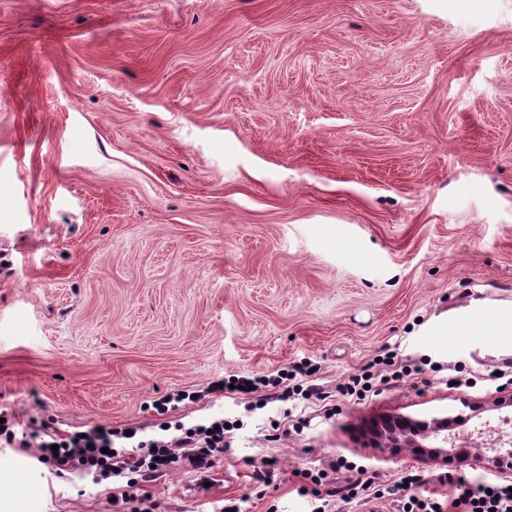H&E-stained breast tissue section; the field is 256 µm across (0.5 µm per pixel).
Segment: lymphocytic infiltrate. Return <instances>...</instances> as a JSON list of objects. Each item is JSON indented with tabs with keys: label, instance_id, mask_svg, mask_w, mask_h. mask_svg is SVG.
I'll return each instance as SVG.
<instances>
[{
	"label": "lymphocytic infiltrate",
	"instance_id": "1",
	"mask_svg": "<svg viewBox=\"0 0 512 512\" xmlns=\"http://www.w3.org/2000/svg\"><path fill=\"white\" fill-rule=\"evenodd\" d=\"M373 366L377 374L363 373L349 378L337 387L340 395L362 398L372 388L373 377L381 381H400L417 372L412 361L389 350L377 355ZM313 365L299 362L278 371L277 375H256L241 379V386L254 390L274 387L282 399L301 397L305 400L322 396L314 384ZM0 441L10 448L32 449L35 461L43 463L55 476L66 474L92 477L95 483L119 479L111 490L113 503L127 512H157L159 505L144 488L166 471L188 465L205 473L213 466L216 454L224 450V432L214 422L185 427L174 424L171 435L140 439L128 429L110 426L89 427L85 433L62 435L32 431L17 437L12 421L0 424ZM340 468L356 473L355 481L344 487V499L382 500L396 498L402 512H512V486L488 481L471 482L458 479L448 496H437L427 488V480L419 474H407L402 481L383 489H373V477L365 465L340 461Z\"/></svg>",
	"mask_w": 512,
	"mask_h": 512
}]
</instances>
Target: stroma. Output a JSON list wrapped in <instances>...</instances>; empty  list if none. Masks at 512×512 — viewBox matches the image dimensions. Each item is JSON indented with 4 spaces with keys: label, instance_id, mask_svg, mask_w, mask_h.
Here are the masks:
<instances>
[{
    "label": "stroma",
    "instance_id": "stroma-1",
    "mask_svg": "<svg viewBox=\"0 0 512 512\" xmlns=\"http://www.w3.org/2000/svg\"><path fill=\"white\" fill-rule=\"evenodd\" d=\"M505 305L512 0H0V409L63 434L242 419L208 487L148 483L162 512H311L301 471L338 487L343 458L443 495L497 480L363 434L512 393L493 333L454 338L459 310ZM389 348L444 369L337 393ZM303 358L324 399L149 409ZM12 454L0 512H117Z\"/></svg>",
    "mask_w": 512,
    "mask_h": 512
}]
</instances>
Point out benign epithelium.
Wrapping results in <instances>:
<instances>
[{
    "mask_svg": "<svg viewBox=\"0 0 512 512\" xmlns=\"http://www.w3.org/2000/svg\"><path fill=\"white\" fill-rule=\"evenodd\" d=\"M454 417L414 419L395 415L380 418L373 425V448H409L432 463L451 460L459 469H484L504 477L512 476V434L504 427L512 418H500L496 436L481 443L460 435Z\"/></svg>",
    "mask_w": 512,
    "mask_h": 512,
    "instance_id": "1",
    "label": "benign epithelium"
}]
</instances>
